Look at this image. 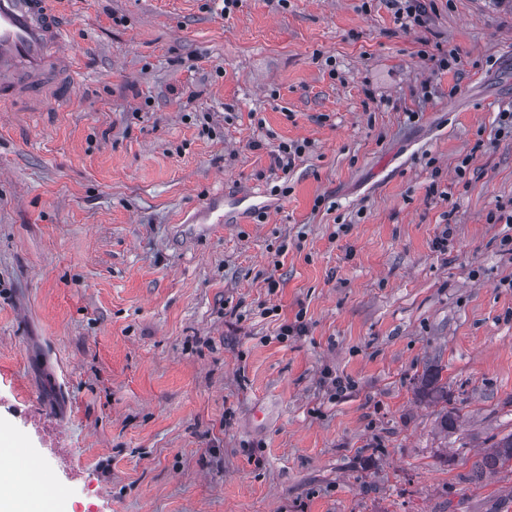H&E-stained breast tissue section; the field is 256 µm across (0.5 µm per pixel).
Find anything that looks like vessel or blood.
Returning a JSON list of instances; mask_svg holds the SVG:
<instances>
[{
	"label": "vessel or blood",
	"instance_id": "vessel-or-blood-1",
	"mask_svg": "<svg viewBox=\"0 0 512 512\" xmlns=\"http://www.w3.org/2000/svg\"><path fill=\"white\" fill-rule=\"evenodd\" d=\"M70 40L59 0H0V98L67 90L76 73Z\"/></svg>",
	"mask_w": 512,
	"mask_h": 512
}]
</instances>
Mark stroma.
Returning <instances> with one entry per match:
<instances>
[{
  "instance_id": "stroma-1",
  "label": "stroma",
  "mask_w": 512,
  "mask_h": 512,
  "mask_svg": "<svg viewBox=\"0 0 512 512\" xmlns=\"http://www.w3.org/2000/svg\"><path fill=\"white\" fill-rule=\"evenodd\" d=\"M432 6L64 0L66 107L0 105V434L57 512H512L471 478L512 432V0ZM397 8V19L404 27L423 26L429 20L428 7L425 0H404ZM404 2V3H402Z\"/></svg>"
}]
</instances>
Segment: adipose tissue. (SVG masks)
I'll return each instance as SVG.
<instances>
[{"instance_id": "obj_1", "label": "adipose tissue", "mask_w": 512, "mask_h": 512, "mask_svg": "<svg viewBox=\"0 0 512 512\" xmlns=\"http://www.w3.org/2000/svg\"><path fill=\"white\" fill-rule=\"evenodd\" d=\"M29 462L20 449L0 445V512H51L48 498L25 491L18 481Z\"/></svg>"}]
</instances>
